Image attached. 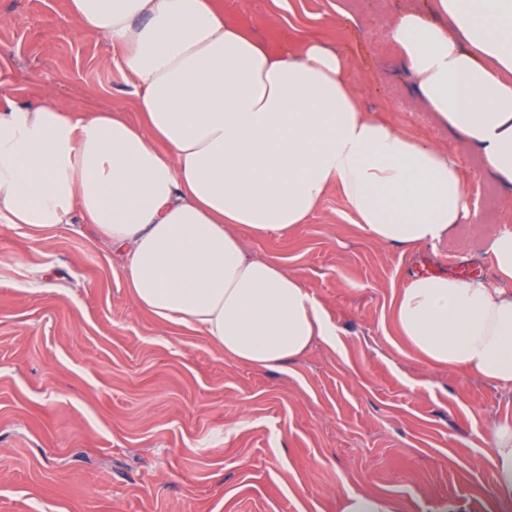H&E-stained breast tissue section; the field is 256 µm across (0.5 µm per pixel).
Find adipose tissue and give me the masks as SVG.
Returning a JSON list of instances; mask_svg holds the SVG:
<instances>
[{"mask_svg":"<svg viewBox=\"0 0 512 512\" xmlns=\"http://www.w3.org/2000/svg\"><path fill=\"white\" fill-rule=\"evenodd\" d=\"M386 35L427 111L512 185V0H432ZM132 83L138 121L51 94L0 102V220L35 234L84 224L123 258L132 299L225 357L285 369L336 326L308 284L253 242L285 238L329 191L381 247L446 243L476 215L456 158L367 112L350 62L303 37L276 50L219 0H68ZM495 277L413 276L393 289L399 347L431 371L512 391V230ZM496 495L512 498V421L487 424Z\"/></svg>","mask_w":512,"mask_h":512,"instance_id":"1","label":"adipose tissue"}]
</instances>
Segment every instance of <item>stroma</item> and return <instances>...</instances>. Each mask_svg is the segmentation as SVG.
<instances>
[{"label":"stroma","instance_id":"stroma-1","mask_svg":"<svg viewBox=\"0 0 512 512\" xmlns=\"http://www.w3.org/2000/svg\"><path fill=\"white\" fill-rule=\"evenodd\" d=\"M221 0L272 48L314 35L349 58L365 106L459 162L477 210L448 243L411 253L380 248L343 219L329 194L285 239L255 244L287 263L338 328L289 369L224 358L199 333L163 326L133 301L122 258L84 225L35 234L0 223V512H339V497L372 489L404 512H512L497 500L484 441L512 419V394L427 369L393 342L389 300L417 262L493 276L487 240L512 227V186L418 101L386 37L397 13L430 0ZM80 31L68 0H0V98L51 91L76 108L122 109L134 88ZM481 467H473L475 458Z\"/></svg>","mask_w":512,"mask_h":512}]
</instances>
